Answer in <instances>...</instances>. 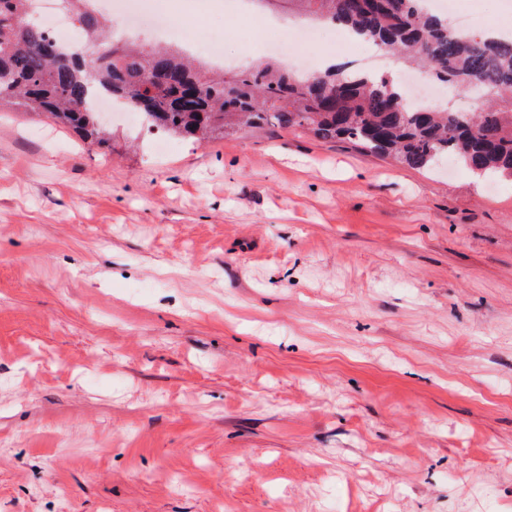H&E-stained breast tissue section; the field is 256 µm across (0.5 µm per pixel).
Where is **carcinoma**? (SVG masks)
<instances>
[{
    "instance_id": "cac0c4a2",
    "label": "carcinoma",
    "mask_w": 512,
    "mask_h": 512,
    "mask_svg": "<svg viewBox=\"0 0 512 512\" xmlns=\"http://www.w3.org/2000/svg\"><path fill=\"white\" fill-rule=\"evenodd\" d=\"M87 0L78 12L91 63L68 60L71 48L51 40L30 14L31 0H0V108L42 112L99 145L109 132L91 100L101 93L133 105L151 128L198 141L228 129L275 124L307 129L324 141H347L410 168L451 157L480 175L512 179V35L448 32L428 0H289L317 20L350 30L452 90L478 84L479 112L408 107L396 79L329 69L305 76L275 63L212 74L171 48L134 49L107 39ZM160 80L150 81L151 75Z\"/></svg>"
}]
</instances>
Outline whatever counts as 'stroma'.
<instances>
[{
  "label": "stroma",
  "mask_w": 512,
  "mask_h": 512,
  "mask_svg": "<svg viewBox=\"0 0 512 512\" xmlns=\"http://www.w3.org/2000/svg\"><path fill=\"white\" fill-rule=\"evenodd\" d=\"M108 126L0 109V512H512V181Z\"/></svg>",
  "instance_id": "obj_1"
}]
</instances>
